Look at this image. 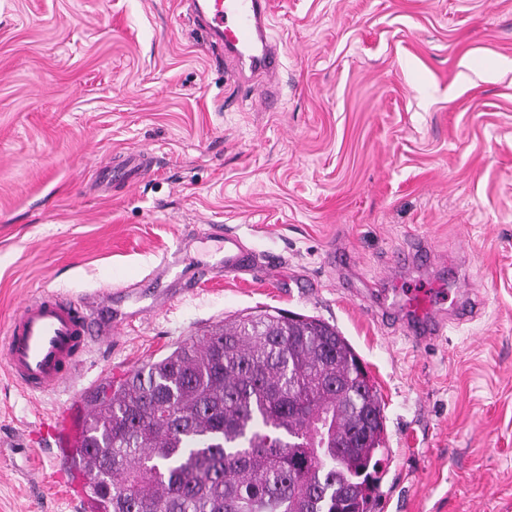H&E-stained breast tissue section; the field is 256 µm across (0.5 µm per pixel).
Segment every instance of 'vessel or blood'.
I'll return each instance as SVG.
<instances>
[{
    "label": "vessel or blood",
    "mask_w": 512,
    "mask_h": 512,
    "mask_svg": "<svg viewBox=\"0 0 512 512\" xmlns=\"http://www.w3.org/2000/svg\"><path fill=\"white\" fill-rule=\"evenodd\" d=\"M194 10L202 17L207 37L218 36L226 47L250 51V65L257 72L269 74L278 69L280 58L265 42L262 31L268 0H196ZM202 236L224 246L223 259L216 266L202 267V274L238 277L250 272L251 257L240 239L225 232L223 225H209ZM138 295L137 285L130 284L119 293L96 290L80 300L47 292L28 301L12 318L0 344V358L9 377L30 393L59 389L78 374L91 342L111 343L116 330L129 323L130 314L110 311V304L120 297L128 300ZM403 304L410 318L402 330L418 345H431L443 335L447 317L437 290L404 292ZM39 431L51 437L62 452L78 441L80 433L66 412L43 420Z\"/></svg>",
    "instance_id": "vessel-or-blood-1"
}]
</instances>
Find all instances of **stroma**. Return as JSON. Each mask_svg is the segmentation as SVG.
<instances>
[{"label":"stroma","mask_w":512,"mask_h":512,"mask_svg":"<svg viewBox=\"0 0 512 512\" xmlns=\"http://www.w3.org/2000/svg\"><path fill=\"white\" fill-rule=\"evenodd\" d=\"M273 76L204 41L185 0H0V337L30 298L139 281L188 290L91 345L30 399L0 363V512H84L44 413L246 313L334 324L381 394L370 512H512V0H270ZM279 97L267 110L263 90ZM142 155L126 180L107 171ZM223 225L257 258L193 280ZM453 269L469 320L435 347L388 289Z\"/></svg>","instance_id":"35a3bbf8"}]
</instances>
